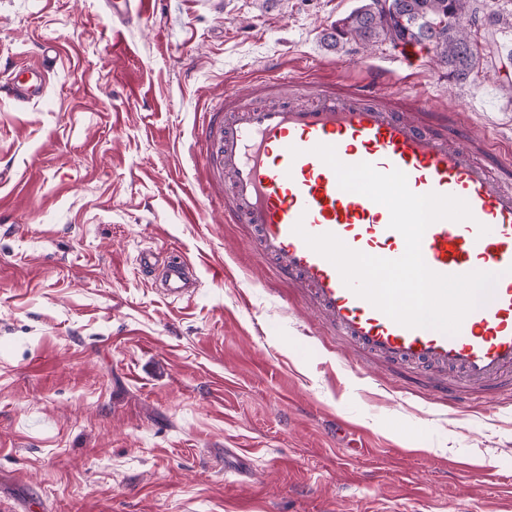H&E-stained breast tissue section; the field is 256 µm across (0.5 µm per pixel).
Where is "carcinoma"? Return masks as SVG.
Returning <instances> with one entry per match:
<instances>
[{"label":"carcinoma","instance_id":"1","mask_svg":"<svg viewBox=\"0 0 512 512\" xmlns=\"http://www.w3.org/2000/svg\"><path fill=\"white\" fill-rule=\"evenodd\" d=\"M362 0L332 24L329 45L338 50L348 42L363 48L378 43L417 44L431 50L448 79L466 82L478 72L484 54L472 29L501 26L503 15L486 12L479 0Z\"/></svg>","mask_w":512,"mask_h":512}]
</instances>
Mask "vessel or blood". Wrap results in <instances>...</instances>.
Listing matches in <instances>:
<instances>
[{
	"mask_svg": "<svg viewBox=\"0 0 512 512\" xmlns=\"http://www.w3.org/2000/svg\"><path fill=\"white\" fill-rule=\"evenodd\" d=\"M151 0H112L121 23L141 22ZM40 72L21 71L5 93L24 103L40 96ZM379 73L365 85L338 93L287 77L262 80L249 91L225 93L221 119L204 117L209 164L226 176L230 196L224 218L250 225L253 242L276 271L301 292L308 307L363 357L393 368L450 372L455 381L435 383V399L468 401L479 390L495 403L512 399V155L489 139L472 138L464 122L432 129L418 113L430 111L415 99L412 111L382 100ZM333 146L348 165L367 162L378 170L403 171L414 193L435 192L467 201L471 219L431 224L421 242L426 265L442 275H462L485 266L507 275L492 297L463 319L458 333L408 328L396 323L348 288L338 269L294 233H331L364 254L396 259L405 250L390 229L388 209L368 197L342 190L334 170L313 149ZM156 273L168 298H184L194 266L184 258L158 264L153 253L139 257Z\"/></svg>",
	"mask_w": 512,
	"mask_h": 512,
	"instance_id": "vessel-or-blood-1",
	"label": "vessel or blood"
}]
</instances>
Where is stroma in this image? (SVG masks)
I'll use <instances>...</instances> for the list:
<instances>
[{
  "mask_svg": "<svg viewBox=\"0 0 512 512\" xmlns=\"http://www.w3.org/2000/svg\"><path fill=\"white\" fill-rule=\"evenodd\" d=\"M359 4L153 0L116 39L105 0H0V80L58 52L41 98L0 92V512H512V404L455 409L434 374L363 359L208 170L198 122L227 89L355 86L373 62L433 126L476 95L471 134L512 146L511 26L455 84L429 51L328 48ZM146 249L198 288L168 299Z\"/></svg>",
  "mask_w": 512,
  "mask_h": 512,
  "instance_id": "obj_1",
  "label": "stroma"
}]
</instances>
